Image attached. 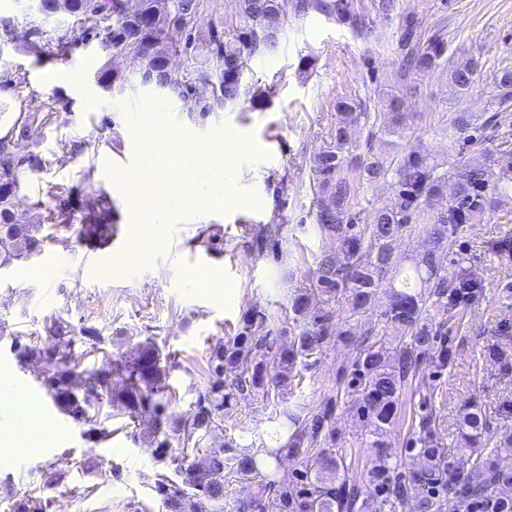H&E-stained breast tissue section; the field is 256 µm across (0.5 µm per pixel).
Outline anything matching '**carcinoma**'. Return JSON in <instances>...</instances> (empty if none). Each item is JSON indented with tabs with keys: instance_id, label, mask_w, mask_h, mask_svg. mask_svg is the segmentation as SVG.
<instances>
[{
	"instance_id": "carcinoma-1",
	"label": "carcinoma",
	"mask_w": 512,
	"mask_h": 512,
	"mask_svg": "<svg viewBox=\"0 0 512 512\" xmlns=\"http://www.w3.org/2000/svg\"><path fill=\"white\" fill-rule=\"evenodd\" d=\"M200 0H138L137 9L128 10L126 0H38L37 12L44 18L60 14L74 18L84 31L100 38L105 62L97 71V80L108 90L123 78L111 65V53L129 52L140 60L141 81L150 80L172 92L183 95L185 82L170 66V50L176 39L186 31V24L199 15ZM310 10L325 14L346 12L344 0H299L298 14ZM243 31L235 42L214 34L206 47L200 74L211 84V98L203 106L205 112H218L239 102L244 51L271 53L277 47V27L280 21L279 0H239ZM25 41L36 55L45 53L43 32L38 28L25 31ZM402 46L403 66L425 72L436 68L445 52L444 45L430 43L426 47L412 46V32H406ZM478 68L472 64L451 71L450 80L460 92H468L475 84ZM26 78L16 76L12 83L0 87L9 93L3 106L20 105ZM389 122L383 130L393 132L403 126L406 115L400 103L388 104ZM337 124L333 144L313 159L318 176V209L316 223L319 232L336 239L340 250L323 256L317 264V293L324 303L343 300L351 314L368 308L379 284L399 280L384 313L386 323L400 332L397 364L387 360L382 340L364 338L358 344L354 361V384L361 397L362 415L370 418L380 431L393 421L395 409L405 384L419 370V356L432 355L434 367L440 371L448 366L453 351L447 345L435 346L440 331L427 322V304L446 314L440 326L458 316L457 309L479 300L484 284L467 267L469 258L454 252L455 237L461 225L471 215L486 207L491 195L505 193L512 187V161L500 166L502 173L494 179L482 167H473L456 183L448 209L437 214L429 227L434 247L424 253L410 271L400 268L392 243L401 236L412 219L425 214L435 197L442 192L448 174L439 164L425 155L410 152L391 167L385 159L372 157L361 161L360 176L367 181L378 180L395 171V194L391 202L376 207L370 222L356 229L350 210L353 182L344 173L353 148L351 131L361 120H369L367 112L357 111L352 99L336 102ZM31 116L14 113L9 127L0 134V265L36 251L41 239L38 227L20 224L16 210L20 204V180L25 175L41 173L50 159L38 150L18 153L16 146L29 137ZM474 124V117L458 112L448 128V150L456 145ZM47 210L49 224H70L82 214V233L88 241L101 244L112 239V203L104 193H93L75 202L72 193L49 191L48 200L34 202ZM456 254L453 270L440 263L438 253ZM488 251L499 257L512 258V235L505 234L488 245ZM427 285L428 295L416 291ZM292 329L288 345L273 347L270 331L278 317L266 314L257 323L247 325V335L229 338L215 347L210 355V377L207 387L197 392L193 407L174 427L182 444L183 457L191 458L177 482L160 473L155 490L164 512H220L224 508L227 479L232 474L257 481L258 495L243 501L237 512H265L264 496L275 495L279 512H355L358 490L341 477L342 464L323 447L327 436L330 410L311 417L288 413L289 425L283 441L275 448H262L251 453L227 454L225 448H209L205 440L224 422V405L239 391L253 387L263 390L266 398L278 403L288 400L303 382L304 370L333 336L336 335L334 312L307 321L309 296L296 294L291 301ZM50 347L40 349L23 345L20 358L41 356L51 361L55 354L71 349L74 328L62 315L49 318L45 326ZM263 348L268 351L265 361L253 371L239 370L238 360L246 350ZM41 384L54 397L55 403L73 416L81 418L91 409L120 402L129 416L153 419L156 431L163 430V405L152 394L166 388V374L161 353L147 343L135 352L118 359L104 358L98 368L81 374L64 365L40 376ZM490 421L480 409L468 408L463 413L459 434L461 445L470 450L472 472L462 474L452 463L445 462L442 449L433 445L426 435L418 438L414 447L427 465L416 471L413 481L427 487V494L411 503L412 512H512V469H504L486 451ZM313 459L314 465L296 474V484L279 479L277 471L268 467L271 459L281 456ZM381 506L391 508L407 498L406 486L390 478V465L384 455L376 457L370 469Z\"/></svg>"
}]
</instances>
